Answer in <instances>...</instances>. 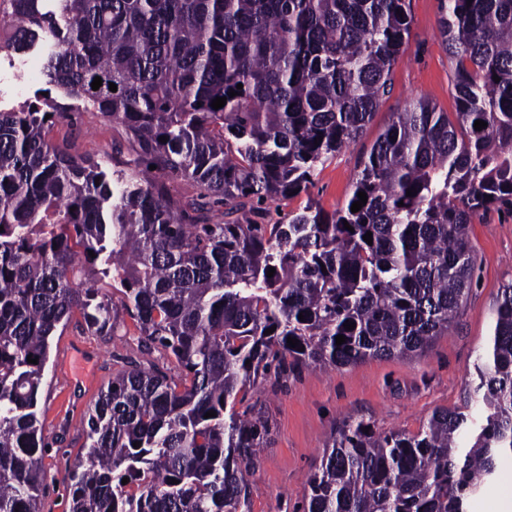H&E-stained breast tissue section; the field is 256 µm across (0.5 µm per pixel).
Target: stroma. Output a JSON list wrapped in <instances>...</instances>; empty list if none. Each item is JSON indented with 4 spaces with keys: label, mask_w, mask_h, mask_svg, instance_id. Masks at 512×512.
<instances>
[{
    "label": "stroma",
    "mask_w": 512,
    "mask_h": 512,
    "mask_svg": "<svg viewBox=\"0 0 512 512\" xmlns=\"http://www.w3.org/2000/svg\"><path fill=\"white\" fill-rule=\"evenodd\" d=\"M406 3L412 18L409 42L370 126L335 158L318 166L307 193L265 202L270 216L309 202L329 212L345 206L374 140L392 113L403 111L413 100L424 97L439 111L455 112L453 61L440 36L439 0ZM45 89L38 52H0L1 111L19 109ZM49 138L79 159L115 164L129 155L122 127L91 108L70 112L56 122ZM469 240L476 259L473 287L447 333L434 337L420 356L291 370L269 375L257 385L253 399L270 428V444L251 478L252 512H307L308 478L319 466L327 440L345 421L364 419L379 430L414 434L435 409L463 407L466 384L490 339L501 289L512 281V208L475 216ZM132 362L159 368L176 381L183 376L174 357L145 346L129 318L114 335L98 336L76 313L52 337L37 407L47 445L42 512H67L70 471L84 451L87 411Z\"/></svg>",
    "instance_id": "35a3bbf8"
}]
</instances>
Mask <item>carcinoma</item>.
Returning <instances> with one entry per match:
<instances>
[{
    "instance_id": "carcinoma-1",
    "label": "carcinoma",
    "mask_w": 512,
    "mask_h": 512,
    "mask_svg": "<svg viewBox=\"0 0 512 512\" xmlns=\"http://www.w3.org/2000/svg\"><path fill=\"white\" fill-rule=\"evenodd\" d=\"M9 4L17 25L0 51L46 46L48 83L121 125L130 157L117 171L53 145L48 129L66 117L53 98L0 112V512H40L38 396L50 338L75 312L100 336L130 316L188 382L137 364L112 379L88 412L69 512H251L269 440L249 404L258 378L415 357L471 290L468 226L512 204V0H441L454 119L414 100L373 143L344 207L270 224L260 204L307 191L389 93L406 0ZM151 165L197 196L171 197ZM216 206L224 221L212 224L201 212ZM78 260L83 276L119 285L121 302L72 278ZM466 399L480 419L437 409L416 434L344 422L309 477L307 512H473L512 456V283Z\"/></svg>"
}]
</instances>
